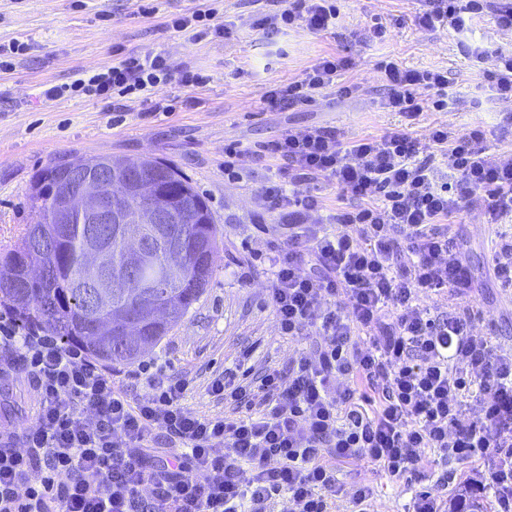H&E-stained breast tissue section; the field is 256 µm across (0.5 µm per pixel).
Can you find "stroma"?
Returning a JSON list of instances; mask_svg holds the SVG:
<instances>
[{
    "instance_id": "stroma-1",
    "label": "stroma",
    "mask_w": 512,
    "mask_h": 512,
    "mask_svg": "<svg viewBox=\"0 0 512 512\" xmlns=\"http://www.w3.org/2000/svg\"><path fill=\"white\" fill-rule=\"evenodd\" d=\"M205 0H0V42H26L14 67L0 72V247L13 243L32 214L28 192L35 173L72 155L160 157L188 177L207 202L221 232L214 273L186 316L139 359L112 364L128 398L137 400L154 385L183 381L182 403L206 416L224 415L221 398L209 391L225 369L244 365L253 377L267 368L287 369L305 340L280 336L267 285L271 247L286 239L278 213L264 210L259 193L271 173L252 159L251 145L286 130L336 127L349 136L380 135L401 126L400 114L382 108L385 90L376 69L389 58L404 68L439 70L448 76V107L432 108V93L417 88L424 105L410 135L427 145L432 128L461 135L483 126L485 145L512 154V100L498 99L484 86L460 49V40L512 46V32L498 31L490 13L473 21L466 38L429 32L415 21L416 0H338L335 29L313 33L302 26L278 33L253 27L263 0H224L222 18L235 26L232 38L188 42L166 28L171 17ZM152 5L146 15L142 6ZM388 24L384 38L368 37L373 17ZM155 50L207 78L199 88L171 83L157 88L150 104L132 99L121 110L88 97L47 101L45 89L112 64L130 53ZM354 58L340 81L358 86L355 95L329 90L309 106L264 108L261 99L275 83L302 77L328 55ZM241 149L240 177L224 174V152ZM478 200L454 219L475 284L473 326L493 342L512 346V293L499 287L491 251L495 232L481 227ZM492 459L475 453L467 460H441L426 453L412 481L394 480L379 467L356 459L343 465L345 488L372 483L378 512H406L412 496L429 490L450 497L465 485L488 483Z\"/></svg>"
}]
</instances>
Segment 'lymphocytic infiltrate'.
Returning <instances> with one entry per match:
<instances>
[{"label":"lymphocytic infiltrate","instance_id":"obj_1","mask_svg":"<svg viewBox=\"0 0 512 512\" xmlns=\"http://www.w3.org/2000/svg\"><path fill=\"white\" fill-rule=\"evenodd\" d=\"M421 27L469 30L491 10L512 32V0H424ZM336 0H269L255 20L263 30L302 24L335 27ZM473 68L498 98L512 99V49L475 47ZM350 58L329 56L302 79L270 87L263 102L308 105L338 85ZM383 108L417 121L414 90L448 103V77L383 66ZM172 82L204 77L161 52L131 54L72 82L47 99L85 95L120 104L148 98ZM431 149L406 130L345 138L336 129L289 130L255 144L252 154L277 164L262 188L265 205L288 219L283 249L271 252L268 296L281 336L315 334L288 372L271 369L259 385L225 370L211 386L233 406L213 418L182 404L177 381L128 400L111 371L82 349L0 313V380L24 372L38 410L30 424L0 435V512H334L338 472L353 459L380 465L396 479L415 472L426 450L467 459L496 458L488 487L494 512H512V348L471 332L466 302L473 283L454 247L451 220L480 195L485 223L512 215V157L488 152L485 132L460 137L433 128ZM456 173L439 181L436 153ZM355 198L326 210L319 177ZM443 295L448 315L432 316L422 298ZM179 452H149L155 432Z\"/></svg>","mask_w":512,"mask_h":512}]
</instances>
